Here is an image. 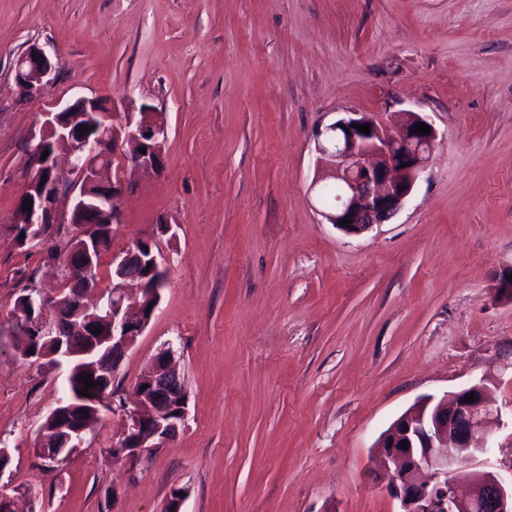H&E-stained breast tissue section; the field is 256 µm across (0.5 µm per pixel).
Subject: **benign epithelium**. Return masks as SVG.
I'll return each mask as SVG.
<instances>
[{
  "mask_svg": "<svg viewBox=\"0 0 512 512\" xmlns=\"http://www.w3.org/2000/svg\"><path fill=\"white\" fill-rule=\"evenodd\" d=\"M55 66L50 53L30 45L14 63V94L20 101L39 97ZM39 139L30 158V173L21 197L32 201L31 210L14 211L12 223L24 224L27 239L42 237L48 224H71L75 212L84 218L75 241L80 243L81 266L68 255L58 259L69 273V292L51 298L39 315L17 322L19 332L44 342L39 360L56 369L69 368L74 338L95 349L107 345L109 355L99 367L117 368L125 354L149 326L161 301L160 289L150 278L166 271L161 254L145 260L142 244L149 234L112 257V295H101L97 309L107 312L109 325L95 335L99 318L88 315L84 289L76 287L83 269L92 265V242L102 224L122 223L119 198L127 187L123 177L109 176L112 156L119 146L124 167L134 173L157 175L165 163L168 121L165 113L140 108L133 114L102 96L77 97L56 112L43 113ZM424 123L430 133L414 132ZM370 125L368 134L355 125ZM82 126L89 131L81 134ZM320 157L316 186L327 181L343 185L336 206L323 212L325 219L349 234H361L392 219L411 196L427 170L438 134L427 117L404 109L395 125L386 126L364 112H348L315 134ZM146 149V153L139 149ZM48 156H43L44 152ZM406 167H401V164ZM94 189L101 204L87 207L86 191ZM73 200L71 210L57 207L63 197ZM348 220L343 225L341 221ZM152 263L145 271L146 263ZM129 281L140 286L129 296ZM138 390V407L129 412V424L112 454L137 463L145 452L172 440L187 417L184 379L172 349L161 350ZM474 395L475 401L464 398ZM91 421L69 428L58 454L67 457L85 442ZM504 425L501 409L486 397L484 380L472 381L439 399L426 397L399 416L379 437L378 466L385 491L398 503L397 512H512V460L495 467L490 457L498 447L492 431ZM408 448H402L403 442Z\"/></svg>",
  "mask_w": 512,
  "mask_h": 512,
  "instance_id": "7a95c632",
  "label": "benign epithelium"
}]
</instances>
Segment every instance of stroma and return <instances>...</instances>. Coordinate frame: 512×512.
<instances>
[{"instance_id": "obj_1", "label": "stroma", "mask_w": 512, "mask_h": 512, "mask_svg": "<svg viewBox=\"0 0 512 512\" xmlns=\"http://www.w3.org/2000/svg\"><path fill=\"white\" fill-rule=\"evenodd\" d=\"M46 47L43 94L14 63ZM166 113L165 168L133 175L111 254L157 222L160 305L113 375L134 401L172 348L188 416L137 465L102 412L51 468L38 431L64 373L21 360L14 303L64 286L44 248L0 231V448L15 512H395L374 445L421 398L486 378L512 414V0H0V223L45 111L77 96ZM410 109L438 140L397 215L352 236L322 217L314 133ZM55 66L50 53L37 44L30 45L14 63V94L18 101L39 97L51 80Z\"/></svg>"}]
</instances>
